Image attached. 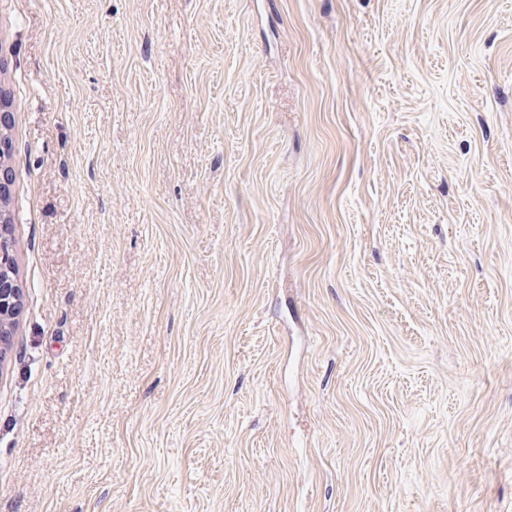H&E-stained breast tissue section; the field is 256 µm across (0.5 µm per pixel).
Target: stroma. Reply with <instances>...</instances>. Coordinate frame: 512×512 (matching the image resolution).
Returning a JSON list of instances; mask_svg holds the SVG:
<instances>
[{
  "label": "stroma",
  "mask_w": 512,
  "mask_h": 512,
  "mask_svg": "<svg viewBox=\"0 0 512 512\" xmlns=\"http://www.w3.org/2000/svg\"><path fill=\"white\" fill-rule=\"evenodd\" d=\"M0 53V512H512V0H0ZM2 220L0 225V362L4 361L7 350L13 346L17 318L22 308V289L16 283L17 270L12 275L3 272L4 266L16 264L11 223ZM8 317V324L4 318Z\"/></svg>",
  "instance_id": "stroma-1"
}]
</instances>
